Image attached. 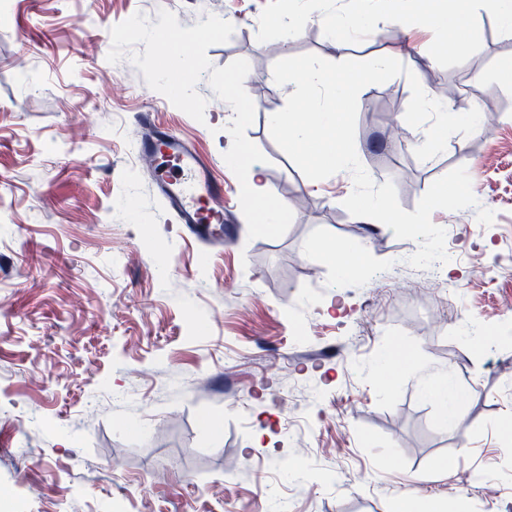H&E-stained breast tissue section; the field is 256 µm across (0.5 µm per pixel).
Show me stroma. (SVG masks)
Here are the masks:
<instances>
[{
	"label": "stroma",
	"instance_id": "obj_1",
	"mask_svg": "<svg viewBox=\"0 0 512 512\" xmlns=\"http://www.w3.org/2000/svg\"><path fill=\"white\" fill-rule=\"evenodd\" d=\"M350 6L223 0L234 33L207 58L248 61L246 136L293 212L283 236L252 240L223 158L232 108L201 79L197 122L130 60H107L114 25L163 9L191 27L206 0L0 5V497L13 512H394L405 490L448 512L461 498L470 512H512V344L481 346L512 335V32L480 12L467 29L476 50L458 54L368 0V29L340 55L318 17ZM293 11L312 17L294 33ZM405 45L423 90L457 86L453 112L478 109L485 130L417 159L425 131L405 124L400 74L358 95L361 163L409 212L466 167L495 213L488 227L472 208L432 213L456 273L447 300L424 306L406 290L430 282L407 263L416 242L351 215V174L309 180L270 134L295 90L275 83L277 60L367 61ZM146 108L223 169V245L182 240L142 173L130 117ZM326 247L356 250L362 270L339 275ZM392 351L416 367L388 385ZM448 370L464 390L454 428L423 393Z\"/></svg>",
	"mask_w": 512,
	"mask_h": 512
}]
</instances>
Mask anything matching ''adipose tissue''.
<instances>
[{
	"label": "adipose tissue",
	"mask_w": 512,
	"mask_h": 512,
	"mask_svg": "<svg viewBox=\"0 0 512 512\" xmlns=\"http://www.w3.org/2000/svg\"><path fill=\"white\" fill-rule=\"evenodd\" d=\"M397 21L401 25L426 24L449 35L448 47L466 53L474 45L465 36L467 18L477 9L488 8L501 23L512 28V0H394ZM252 222L258 229L280 230L288 205L282 201L273 185L265 180L259 165H252L248 193Z\"/></svg>",
	"instance_id": "adipose-tissue-1"
}]
</instances>
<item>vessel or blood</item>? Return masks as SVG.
Wrapping results in <instances>:
<instances>
[{"mask_svg": "<svg viewBox=\"0 0 512 512\" xmlns=\"http://www.w3.org/2000/svg\"><path fill=\"white\" fill-rule=\"evenodd\" d=\"M133 125L139 132L133 144L137 155L162 151L173 159L156 173L154 186L183 234L202 243H222L227 222L224 183L213 177L212 161L176 132L157 126L151 113H136Z\"/></svg>", "mask_w": 512, "mask_h": 512, "instance_id": "obj_1", "label": "vessel or blood"}]
</instances>
